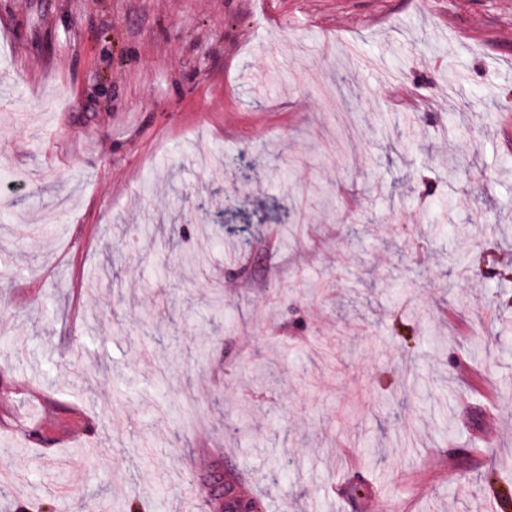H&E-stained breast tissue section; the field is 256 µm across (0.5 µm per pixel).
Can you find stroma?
<instances>
[{"instance_id": "obj_1", "label": "stroma", "mask_w": 512, "mask_h": 512, "mask_svg": "<svg viewBox=\"0 0 512 512\" xmlns=\"http://www.w3.org/2000/svg\"><path fill=\"white\" fill-rule=\"evenodd\" d=\"M510 91L512 0H0V512H490Z\"/></svg>"}]
</instances>
